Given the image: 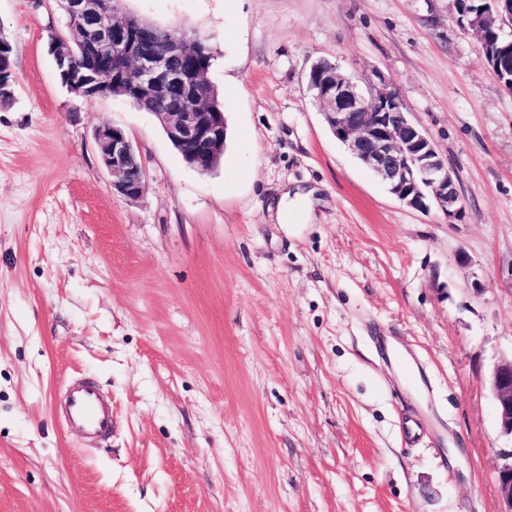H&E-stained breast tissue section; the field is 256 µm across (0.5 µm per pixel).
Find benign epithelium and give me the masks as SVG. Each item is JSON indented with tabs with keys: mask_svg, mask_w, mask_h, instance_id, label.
<instances>
[{
	"mask_svg": "<svg viewBox=\"0 0 512 512\" xmlns=\"http://www.w3.org/2000/svg\"><path fill=\"white\" fill-rule=\"evenodd\" d=\"M73 37L50 38L62 85L76 97L120 96L131 102L160 103L178 92L177 104L155 113L168 139L195 170L208 173L224 152V113L212 111L210 80L198 59L207 55L199 37L176 28L158 29L163 48L145 47L140 31L148 22L119 11L116 0H60ZM485 10L461 23L481 42L487 34L512 30V0H484ZM9 41L0 35V100H13L12 68L5 62ZM499 82L512 91V40L490 54ZM307 89L318 103L332 134L405 206L428 212L437 208L448 221L461 220L463 207L456 178L434 143L409 118L395 86L383 75L356 77L336 66L312 63ZM102 166L112 191L129 199L144 190L142 165L125 130L104 123L95 133ZM489 388L497 405L500 433L512 438V357L493 366ZM498 489L503 509L512 512V447L499 449Z\"/></svg>",
	"mask_w": 512,
	"mask_h": 512,
	"instance_id": "1",
	"label": "benign epithelium"
}]
</instances>
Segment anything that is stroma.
<instances>
[{
    "instance_id": "obj_1",
    "label": "stroma",
    "mask_w": 512,
    "mask_h": 512,
    "mask_svg": "<svg viewBox=\"0 0 512 512\" xmlns=\"http://www.w3.org/2000/svg\"><path fill=\"white\" fill-rule=\"evenodd\" d=\"M207 38L218 167L157 118L69 94L57 0H0V512H500L488 378L512 354V92L452 0H121ZM324 59L383 74L455 173L460 221L403 206L306 86ZM144 168L114 194L95 145ZM317 188L320 204L284 190ZM92 376L112 436L59 413ZM429 436L408 446L401 420ZM12 48L9 41L0 35V100L4 98L12 101L14 98V84L13 71L10 64L5 62L6 50ZM11 76H8V74ZM95 141L101 164L111 178L112 191L129 200L140 198L144 190L143 168L125 130L103 123L96 130ZM135 166L137 177L133 176Z\"/></svg>"
}]
</instances>
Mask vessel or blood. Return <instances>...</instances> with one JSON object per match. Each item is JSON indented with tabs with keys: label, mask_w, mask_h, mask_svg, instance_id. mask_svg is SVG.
Segmentation results:
<instances>
[{
	"label": "vessel or blood",
	"mask_w": 512,
	"mask_h": 512,
	"mask_svg": "<svg viewBox=\"0 0 512 512\" xmlns=\"http://www.w3.org/2000/svg\"><path fill=\"white\" fill-rule=\"evenodd\" d=\"M63 422L69 431L103 440L110 434L112 410L97 385L74 379L66 387L62 405Z\"/></svg>",
	"instance_id": "vessel-or-blood-1"
}]
</instances>
